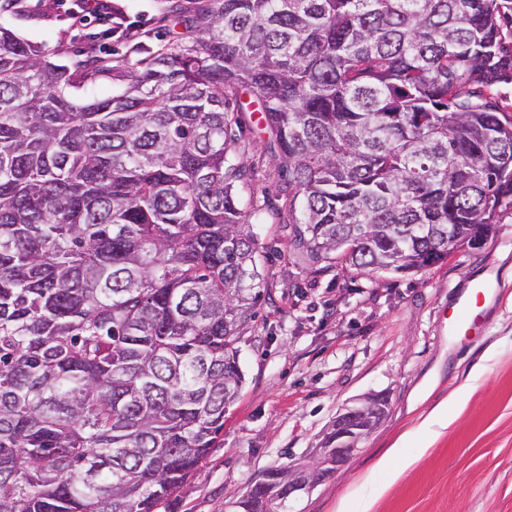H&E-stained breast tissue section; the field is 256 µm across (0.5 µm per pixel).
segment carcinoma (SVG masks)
Segmentation results:
<instances>
[{
	"mask_svg": "<svg viewBox=\"0 0 512 512\" xmlns=\"http://www.w3.org/2000/svg\"><path fill=\"white\" fill-rule=\"evenodd\" d=\"M512 0H200L198 38L102 75L0 27V512H156L243 386L264 280L240 124L261 106L313 262L413 273L512 193ZM288 471L234 502L288 512Z\"/></svg>",
	"mask_w": 512,
	"mask_h": 512,
	"instance_id": "obj_1",
	"label": "carcinoma"
}]
</instances>
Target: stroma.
<instances>
[{
    "label": "stroma",
    "instance_id": "obj_1",
    "mask_svg": "<svg viewBox=\"0 0 512 512\" xmlns=\"http://www.w3.org/2000/svg\"><path fill=\"white\" fill-rule=\"evenodd\" d=\"M194 0H112L117 29L95 15L75 22L81 0H20L0 25L76 66L95 58L111 75L72 89L83 103L120 92L126 66L192 44L175 10ZM141 34L139 46L124 28ZM262 113L248 111L234 133L249 173L239 192L255 225L265 274L262 299L240 342L245 382L226 409L224 429L189 486L158 512H232L233 502L271 467L318 447L336 415L384 392L389 414L358 445L349 465L289 504V512H338L352 492L362 512H512V206H504L481 248L457 246L447 259L410 274L362 272L340 264L315 269L291 244L288 194L270 161ZM483 283L468 335L450 319L474 283ZM445 404L448 426L420 425ZM415 432L398 477L376 469L405 433Z\"/></svg>",
    "mask_w": 512,
    "mask_h": 512
}]
</instances>
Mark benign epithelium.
<instances>
[{
	"instance_id": "1",
	"label": "benign epithelium",
	"mask_w": 512,
	"mask_h": 512,
	"mask_svg": "<svg viewBox=\"0 0 512 512\" xmlns=\"http://www.w3.org/2000/svg\"><path fill=\"white\" fill-rule=\"evenodd\" d=\"M389 407L384 392L371 393L358 404L343 409L326 432L323 443L303 459L288 465V499L328 482L343 470L357 451L358 442L384 420L380 411Z\"/></svg>"
}]
</instances>
